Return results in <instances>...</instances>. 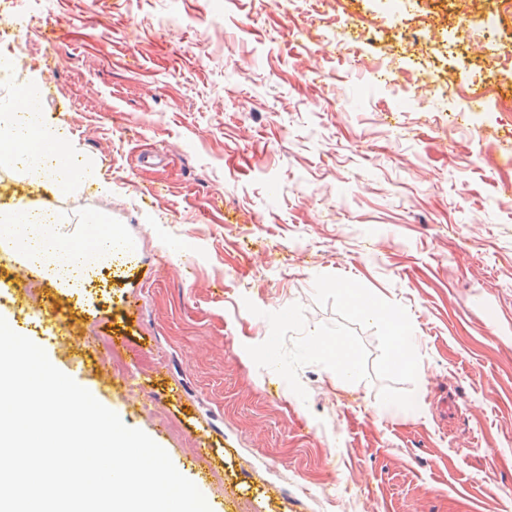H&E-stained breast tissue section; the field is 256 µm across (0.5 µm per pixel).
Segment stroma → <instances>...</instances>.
I'll return each instance as SVG.
<instances>
[{
  "label": "stroma",
  "mask_w": 512,
  "mask_h": 512,
  "mask_svg": "<svg viewBox=\"0 0 512 512\" xmlns=\"http://www.w3.org/2000/svg\"><path fill=\"white\" fill-rule=\"evenodd\" d=\"M362 22L380 40L339 51ZM39 82L84 182L0 168V215L50 207L70 239L102 217L135 256L73 290L0 253V317L203 474L211 512H512V115L458 94L512 99L504 0H0V98ZM320 274L407 310L416 409L318 365L303 401L249 357L270 326L245 301L336 321Z\"/></svg>",
  "instance_id": "obj_1"
}]
</instances>
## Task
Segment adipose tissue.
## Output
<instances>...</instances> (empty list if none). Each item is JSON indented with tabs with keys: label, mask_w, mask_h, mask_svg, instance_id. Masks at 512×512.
<instances>
[{
	"label": "adipose tissue",
	"mask_w": 512,
	"mask_h": 512,
	"mask_svg": "<svg viewBox=\"0 0 512 512\" xmlns=\"http://www.w3.org/2000/svg\"><path fill=\"white\" fill-rule=\"evenodd\" d=\"M77 157L68 140L33 121L25 98L18 95L0 102V162L10 163L32 184L67 191L84 174ZM9 220L18 226L11 236L14 252L25 264L48 270L68 287L92 266L112 264L124 250V234L111 225L95 223L80 239L67 241L58 236L54 217L44 211L23 209L10 214Z\"/></svg>",
	"instance_id": "adipose-tissue-1"
}]
</instances>
